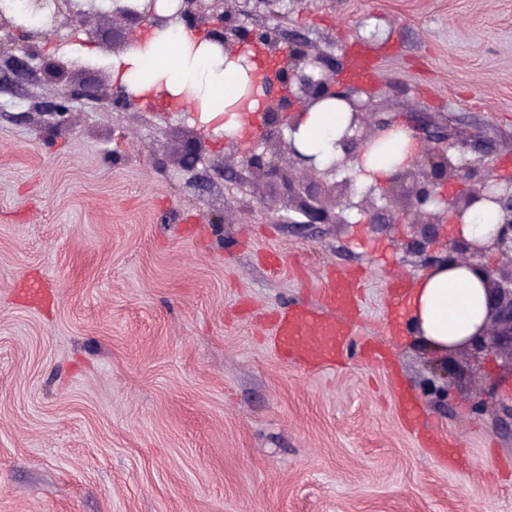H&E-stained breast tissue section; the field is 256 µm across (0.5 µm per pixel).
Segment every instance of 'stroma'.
<instances>
[{
	"label": "stroma",
	"mask_w": 512,
	"mask_h": 512,
	"mask_svg": "<svg viewBox=\"0 0 512 512\" xmlns=\"http://www.w3.org/2000/svg\"><path fill=\"white\" fill-rule=\"evenodd\" d=\"M279 32L330 53L329 74L370 51L360 98L467 131V158L493 149L512 179V0H307ZM40 51L112 80L82 30ZM56 90L40 72L0 92V512H512V437L497 405L467 409L512 376L407 331L390 285L426 268L395 252L402 227L288 223L277 187L228 176L252 138L188 161L198 121L161 100L52 134L31 106ZM336 266L363 283L349 349L285 362L276 312L319 306ZM449 360L443 400L425 380Z\"/></svg>",
	"instance_id": "35a3bbf8"
}]
</instances>
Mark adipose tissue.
<instances>
[{
	"instance_id": "ef3b65f1",
	"label": "adipose tissue",
	"mask_w": 512,
	"mask_h": 512,
	"mask_svg": "<svg viewBox=\"0 0 512 512\" xmlns=\"http://www.w3.org/2000/svg\"><path fill=\"white\" fill-rule=\"evenodd\" d=\"M259 65L253 52L228 53L217 45L195 42L185 30H153L141 35L112 67V79L139 100L161 96L203 124L215 125L226 139L242 138L252 124L258 100L245 90ZM349 117L347 104L330 98L299 117L295 143L325 166L338 154L335 142ZM407 129L397 128L368 146L360 163L366 182L385 180L410 153ZM405 311L413 331L433 349L444 350L474 336L486 317L485 288L472 270L442 264L411 288Z\"/></svg>"
}]
</instances>
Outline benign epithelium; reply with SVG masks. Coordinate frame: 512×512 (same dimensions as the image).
Here are the masks:
<instances>
[{"label": "benign epithelium", "instance_id": "1", "mask_svg": "<svg viewBox=\"0 0 512 512\" xmlns=\"http://www.w3.org/2000/svg\"><path fill=\"white\" fill-rule=\"evenodd\" d=\"M27 12L37 20L26 25L12 13L0 9V57L7 70L23 76L44 70L59 81L57 93L35 103L33 109L46 116L57 130L66 128L73 104L89 101L101 111L124 104V91L110 92L102 85L88 86L65 80L67 63L48 61L37 48L41 36L73 26V21L93 11L117 21L126 31L124 45L134 41L138 30L150 27L163 30L181 24L188 31H199L224 50L263 48L282 57L276 69L264 73L263 122L258 130L257 147L243 155L240 165L259 182L280 187L288 210L301 215L307 224H349L354 215L367 232L384 233L395 225L409 228L394 245L395 250L434 261L430 246L452 225L448 238V261L464 263L480 270L488 283V316L478 336L465 344L477 347L492 358L508 361L512 371V179H498L492 160L468 161L463 137L452 139L444 126L424 124V113H409L406 123L413 137L429 144L427 152L403 165L381 183L360 180L357 165L368 144L397 125L393 117L376 111L369 101L356 100L339 89H331L320 70L321 50L303 41L279 46L276 28H250L235 13V0H179L175 13L167 16L154 9L139 11L110 0L106 11H97L89 0H25ZM327 97L348 103L351 119L337 142L340 153L324 168H318L294 144V114ZM482 203L496 206L500 221L496 235L487 242L469 240L460 232L462 217ZM489 253L499 257L486 264ZM509 408L512 395L495 386V376L471 401L475 410L489 401Z\"/></svg>", "mask_w": 512, "mask_h": 512}]
</instances>
